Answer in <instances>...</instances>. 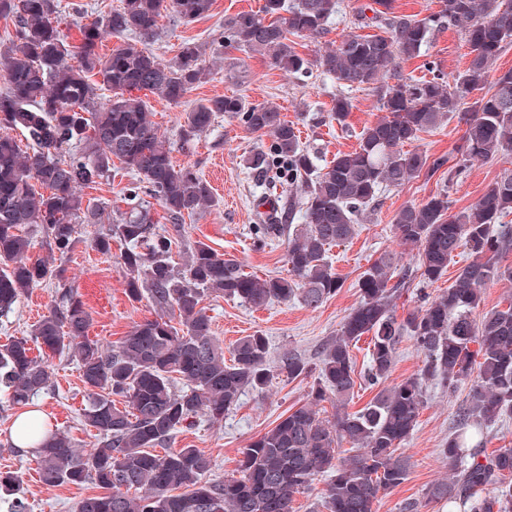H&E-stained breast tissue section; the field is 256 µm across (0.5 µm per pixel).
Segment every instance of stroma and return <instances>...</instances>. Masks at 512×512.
<instances>
[{"label": "stroma", "mask_w": 512, "mask_h": 512, "mask_svg": "<svg viewBox=\"0 0 512 512\" xmlns=\"http://www.w3.org/2000/svg\"><path fill=\"white\" fill-rule=\"evenodd\" d=\"M263 3L264 0H214L209 15L198 21L184 23L168 15L160 18L159 33L149 44L152 52L162 62L169 63L185 43L197 44L209 74L180 104L155 96L148 99L151 119L162 140L170 145L174 163L194 164L211 185L215 197L213 206L184 218L185 237L174 251L175 261H182L188 248L202 241L224 256L242 262L246 272L262 278L288 274L286 238L263 239L255 231L256 225L266 221V199H276L278 207L287 206L288 183L275 180L270 173H256L246 164L252 153L269 148L271 140L251 134L239 119L221 115L212 130L185 144L180 140V131L186 112L199 101L232 94L255 104L272 103L286 120L295 123L303 146L315 152L323 165L336 154L353 150L358 134L379 116L374 94L353 90L349 93L353 107L345 125L330 122L327 114L341 91L333 78L317 70L303 76L291 75L273 67L260 55L223 46L225 18L240 12H258ZM466 62L467 48L462 36L443 29L436 32L430 47L420 57L401 61L398 71L406 78H428L433 69L448 74L463 69ZM463 133V123L454 118L421 134L414 146L429 156L451 160L462 143ZM511 168L512 161L506 159L474 164L448 190L451 212L471 205L489 183ZM132 181L131 173L118 165L110 178L82 188L84 203L100 207L101 221L81 226L78 244L61 263L66 282L78 290L89 313L88 336L105 344L118 341L135 323L155 315L148 301L134 300L126 292L119 263L120 243H113L108 254L93 246L94 238L104 226L118 220L116 207ZM444 188L440 176L436 175L429 179L420 177L402 188L385 191L376 210L360 220L355 235L331 247L332 268L342 286L318 308L311 309L291 299L276 300L255 309L223 296H209L204 305L224 348H231L240 337L259 333L268 337L272 358L292 353L309 363H317L323 344L337 336L359 300L362 272L383 252L399 250L393 227L396 213L405 205L421 202ZM468 260L466 252H459L438 282H411L394 299L397 317L405 318L420 306L423 297H434L448 289L459 267ZM54 296V289L49 285L33 288L23 296L11 314L0 318V344L28 335L40 315L47 313ZM313 383L310 376L291 380L275 374L266 391H246L223 421L197 420L176 433L170 445L197 448L210 456L213 460L210 478L221 480L235 475L244 448L272 428L280 416L306 403ZM468 391L465 384L451 392L438 382L426 381L425 404L414 431L403 444L410 463L408 478L397 488L380 493L376 512H401L407 502L416 503L419 512H461L454 503L428 502L427 491L431 484L448 474L442 448L455 430L456 412ZM37 402L53 431L68 435L81 450L97 447L100 438L83 419L86 393L75 363L54 359L52 387ZM15 414V407L9 406L0 395V471L18 474L20 496L27 503L28 512H75L83 498L97 494V486L91 482L80 486L43 485L38 476L36 452L12 444Z\"/></svg>", "instance_id": "obj_1"}]
</instances>
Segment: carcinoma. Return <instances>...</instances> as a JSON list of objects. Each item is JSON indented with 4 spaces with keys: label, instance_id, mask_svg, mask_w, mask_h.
I'll return each mask as SVG.
<instances>
[{
    "label": "carcinoma",
    "instance_id": "obj_1",
    "mask_svg": "<svg viewBox=\"0 0 512 512\" xmlns=\"http://www.w3.org/2000/svg\"><path fill=\"white\" fill-rule=\"evenodd\" d=\"M212 2L122 0L102 23L81 28L75 43L60 29L56 0H0V18L13 24L9 45L0 48L7 83L0 92V317L31 289L57 280L55 299L31 334L0 347V392L10 405L25 406L50 388L52 358L71 359L87 392L83 418L101 436L91 452L59 432L42 436L40 481L52 487L94 481L101 492L84 498L77 512H292L294 494L324 476L323 512H374L379 493L407 479L408 459L400 446L417 425L423 383L436 380L454 391L469 382L457 430L442 449L451 475L431 485L428 499L458 503L467 512H512V448L468 449L475 437L512 418V300L474 316L482 286L512 283V265L501 264L512 248V226L500 223L512 214V172L456 214L449 213L448 200L469 166L512 154V69H494L512 41V7L503 8L504 0H440L438 12L420 18L397 14L395 0H370L358 10L355 29L312 59L296 50V39L323 38L337 0H297L291 7L287 0H264L258 12L224 21L229 46L290 74L315 67L348 90H370L383 112L363 128L353 150L321 169L301 145L294 123L270 103L224 95L187 113L186 140L208 131L221 113L242 117L251 133L272 139L269 151L248 158L249 168L267 173L281 165L288 171V192L304 193L302 227L289 224L293 200L282 213L284 223L256 226L266 238L288 239L289 277L263 279L202 241L188 250L183 267L173 263V245L184 236L180 221L211 205L214 196L194 165L174 164L141 96L149 92L178 104L206 79L196 44H184L174 62L163 64L147 43L162 12L190 23L206 17ZM372 24L379 32L359 33ZM446 24L463 36L466 67L430 79L403 78L399 61L420 56ZM104 33L118 40L107 56L97 50ZM93 76L112 91L108 99L98 97ZM351 108L350 98L340 94L328 118L343 126ZM456 115L465 131L454 164L405 149ZM16 130L29 150L11 135ZM116 159L138 184L124 197L130 211L93 245L103 253L111 252L114 239L124 246L120 260L128 293L148 299L156 316L104 345L86 335L89 314L54 261L72 252L80 225L100 223L99 211L83 204L79 190L109 177ZM444 166L445 188L394 218L414 266L402 269L392 287L388 283L402 256L386 252L364 270L357 306L322 347L309 402L279 417L244 449L239 476L207 478L212 460L198 448L150 452L194 419L222 421L242 392H262L269 384L267 338L244 336L225 359L202 306L205 297L223 295L255 308L298 297L318 308L341 288L328 260L330 247L352 237L355 224L378 205L382 189L401 188ZM141 189L157 201L171 227L157 230L151 205L140 202ZM26 228L45 234L50 256L29 255ZM460 249L470 262L459 268L452 286L397 320L398 289L414 280L438 282ZM175 311L178 328L169 317ZM365 334L371 336L365 378L377 389L375 396L359 411L320 417L321 402L334 398L342 406L353 394L350 346ZM405 335L425 361L418 376L394 382L396 349ZM278 370L291 380L312 372L291 353L280 358ZM117 397L124 408L117 407ZM344 440L352 445L348 457L339 456Z\"/></svg>",
    "mask_w": 512,
    "mask_h": 512
}]
</instances>
